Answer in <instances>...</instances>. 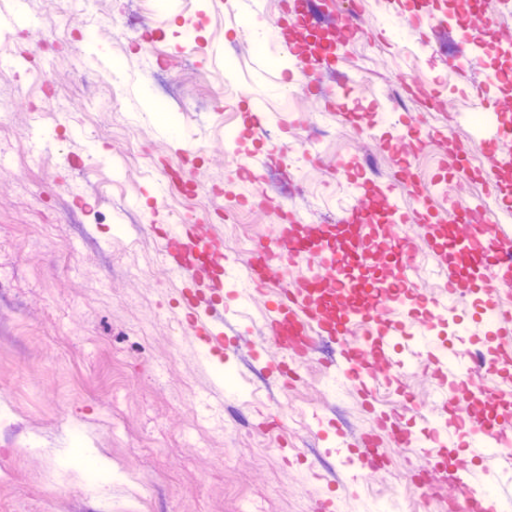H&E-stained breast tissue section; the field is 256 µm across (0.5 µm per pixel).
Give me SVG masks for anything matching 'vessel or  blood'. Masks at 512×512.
Returning <instances> with one entry per match:
<instances>
[{
  "instance_id": "b4317fda",
  "label": "vessel or blood",
  "mask_w": 512,
  "mask_h": 512,
  "mask_svg": "<svg viewBox=\"0 0 512 512\" xmlns=\"http://www.w3.org/2000/svg\"><path fill=\"white\" fill-rule=\"evenodd\" d=\"M292 16L304 29L321 27L324 20L314 0H293ZM414 16L429 38L447 26L428 0H416ZM484 122L495 129L494 136L481 144L486 164L493 169L503 163L500 146L512 140V123L491 112ZM342 170L356 186L361 204L337 223L317 225L309 235L302 234L299 225H279L273 241L259 246L256 260L242 263L220 254L221 274L232 287L246 283L263 294L268 333L281 350L277 371L283 388L297 381L292 363L323 344L337 348L330 365L333 376L369 397L375 396L379 380H401L415 366L429 369L440 382L437 398L451 412V422L431 421L421 435L411 423L384 413L376 420L380 431L397 447L426 457L435 472L430 488L458 490L465 512H512L511 501L495 497L489 484L472 480L473 461L512 440V392L486 385L488 379L506 374L512 364V304L504 300L512 292V244L500 241L492 225L453 222L451 229L429 239L440 258L445 292H419L411 286V245L401 227L426 221L421 188L407 183L406 195L400 196L393 186L365 176L361 168L346 164ZM203 237L199 227L187 231L179 224L164 226L161 255L176 282L200 286L196 252ZM299 262L315 269L309 287L289 289L274 278V268ZM452 293L472 298L478 323L492 330V349L479 348L464 358L452 344L415 343V322L422 318L428 328H435L449 313ZM183 299L203 361L233 347L234 337L218 326L216 306H199L191 293ZM339 445L362 472L386 464L377 434L366 435L359 444L343 438ZM449 448L461 451L458 464L451 468L438 462Z\"/></svg>"
}]
</instances>
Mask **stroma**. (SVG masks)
<instances>
[{
    "mask_svg": "<svg viewBox=\"0 0 512 512\" xmlns=\"http://www.w3.org/2000/svg\"><path fill=\"white\" fill-rule=\"evenodd\" d=\"M330 6L357 12L364 31L338 44L332 71L289 55L292 0H78L68 14L62 0H0V12L25 17L0 30L11 57L0 64V512H234L241 501L249 512H319L325 499L332 512H449L447 499L419 502L406 479L423 457L387 441L386 468L365 474L337 451L330 419L358 434L369 412L354 388L325 376L322 353L281 391L261 295L225 327L240 348L201 363L148 231L193 219L245 261L273 238L280 205L307 224L335 223L353 201L338 162L387 184L405 158L420 181L443 186L431 212L464 199L473 223L512 238V217L483 208L482 185L458 170L455 152L484 166L473 112L512 102V80L480 88L507 61L482 55L463 80L444 69L446 53L512 40V0H483L493 25H456L432 44L410 0ZM413 82L441 86L435 109L407 93ZM256 108L269 116L260 136L247 124ZM409 123L420 139L403 138ZM283 138L317 152L316 166L281 161L257 181L234 179L259 141ZM185 170L197 193L163 192ZM240 195L252 210L231 209ZM404 231L415 282L439 291L427 227ZM226 371L233 385L208 401ZM434 391L418 370L378 397L406 420L435 413ZM274 407L286 422L280 439L257 423ZM311 462L322 479L307 477Z\"/></svg>",
    "mask_w": 512,
    "mask_h": 512,
    "instance_id": "stroma-1",
    "label": "stroma"
}]
</instances>
